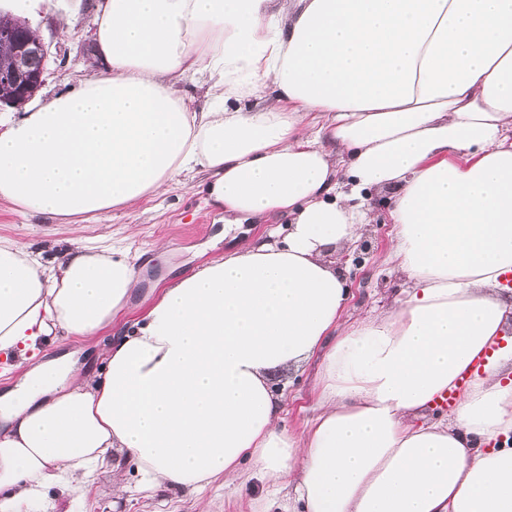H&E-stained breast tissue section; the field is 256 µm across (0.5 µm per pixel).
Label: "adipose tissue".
<instances>
[{
  "mask_svg": "<svg viewBox=\"0 0 512 512\" xmlns=\"http://www.w3.org/2000/svg\"><path fill=\"white\" fill-rule=\"evenodd\" d=\"M97 72L0 115V202L71 233L184 173L267 239L161 288L88 376L69 356L0 394V512L52 489L259 486L260 512H512V0H97ZM202 75L206 107L174 87ZM262 105H255V98ZM392 191L395 307L341 319L336 253ZM130 246L0 238V354L112 329ZM113 330V329H112ZM323 358L288 428L278 376ZM465 389L423 421L436 396Z\"/></svg>",
  "mask_w": 512,
  "mask_h": 512,
  "instance_id": "adipose-tissue-1",
  "label": "adipose tissue"
}]
</instances>
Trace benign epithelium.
I'll return each mask as SVG.
<instances>
[{
	"instance_id": "7a95c632",
	"label": "benign epithelium",
	"mask_w": 512,
	"mask_h": 512,
	"mask_svg": "<svg viewBox=\"0 0 512 512\" xmlns=\"http://www.w3.org/2000/svg\"><path fill=\"white\" fill-rule=\"evenodd\" d=\"M0 44L12 48L9 64L0 67V87L9 90V94L0 96V107L20 106L29 101L43 84L49 62L48 50L37 36L28 37L3 23H0ZM33 56L42 59L38 70L29 67V59Z\"/></svg>"
}]
</instances>
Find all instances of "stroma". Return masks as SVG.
Here are the masks:
<instances>
[{
	"label": "stroma",
	"instance_id": "35a3bbf8",
	"mask_svg": "<svg viewBox=\"0 0 512 512\" xmlns=\"http://www.w3.org/2000/svg\"><path fill=\"white\" fill-rule=\"evenodd\" d=\"M94 0H82L80 9L63 15L58 0H48L33 22L51 55L67 54L65 66L50 64L42 88L37 94L44 100L72 88L77 80L91 72L90 57L79 50L80 43L91 37L94 28ZM190 177L181 175L165 192L147 198L135 208L111 211L86 222L80 232L88 242L98 241L108 233L111 242L132 245L141 254V285L130 303L128 319L138 318L144 311V299L167 280L189 273L205 262L223 256L230 243L224 237V215L212 208L203 194L191 191ZM389 195L375 196L372 201V224L366 226L362 239L342 251L340 259L350 268L351 298L342 317L343 323L395 306L403 286L400 272L387 264L392 226L388 220ZM65 227L40 215L15 212L0 202V237L8 238L36 250L49 247L53 241L68 238ZM168 245L165 259H157L156 243ZM105 337L83 339L56 336L43 345L42 358L50 359L66 353L75 354L84 372L96 373L103 365L101 351ZM321 354H314L299 369L283 375L281 385L287 395L284 408L286 425L301 431L311 418L318 395L317 374ZM112 481L111 472L100 473L83 494L67 496L49 491L39 507L21 505L18 512H197L199 501H208L211 512H252L251 493L225 499L220 487L207 489L202 497L183 492L164 491L146 499L136 492L113 498L106 492Z\"/></svg>",
	"mask_w": 512,
	"mask_h": 512
}]
</instances>
